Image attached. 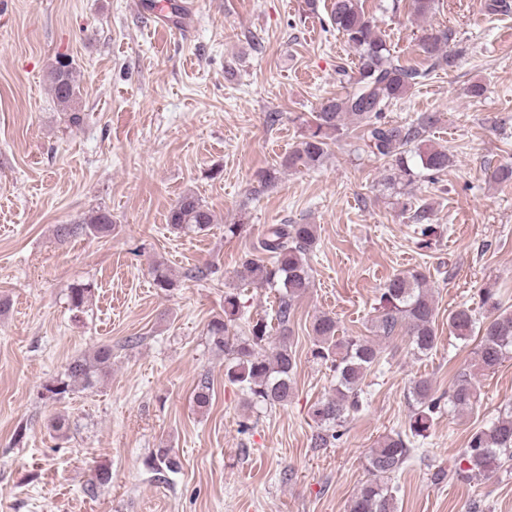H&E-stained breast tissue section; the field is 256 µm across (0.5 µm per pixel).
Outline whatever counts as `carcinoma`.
<instances>
[{
	"mask_svg": "<svg viewBox=\"0 0 512 512\" xmlns=\"http://www.w3.org/2000/svg\"><path fill=\"white\" fill-rule=\"evenodd\" d=\"M332 27L342 35L357 56L356 73L349 78V87L339 95L323 100L301 134L296 146L283 159L281 168L298 170L320 166L327 155L330 141L347 125H363L362 138L370 152L388 161L383 170L385 186L398 183L410 185L421 174L428 179L444 173L451 163L448 149L426 144V133L436 124L434 113L424 114L411 124L397 125L384 121L383 113L393 101L402 98L412 86L429 74V69L406 65L394 57L385 39L377 32L373 20L363 10L361 0H332ZM448 32L435 31L421 39L420 48L433 65L453 66L454 58L443 51ZM50 87L70 121L80 120L75 112L76 80L69 60H57L49 72ZM413 218L423 222L420 227L423 246H430L436 229L426 222L428 211L417 209ZM215 215L192 193L181 195L167 216V224L176 234L210 231ZM112 233V214L98 210L80 224H59L56 236L64 241L80 234L96 237ZM317 241L315 224H274L259 242L268 260L246 257L243 268L253 283L279 287L282 293L274 317L281 331H286L294 317V304L310 288V266L306 256ZM154 283L163 290L177 286V278L162 262L152 266ZM91 295V285L80 283L70 289V310L83 312ZM483 305L489 316L480 320L472 310L457 308L448 315L450 332L461 340L480 334L470 368L458 375L448 395V403L459 411L477 403L474 379L480 372L499 366L512 352V312L502 310L489 291ZM375 328L378 336L391 337L404 329L413 354L426 356L437 344L436 309L426 276L419 272L397 274L381 289L379 306L375 308ZM243 319L239 296L224 293V314L208 324V344L224 352V372L230 384L238 386L257 405L275 406L288 402L294 392L295 358L286 342L267 351L272 326L264 319L247 322V334H238ZM316 339L312 355L335 374L334 395L318 401L312 418L318 430L312 436V447L329 448L344 435L350 414L363 405V385L372 367L381 359L380 343L358 336L336 335V319L328 314L318 316L312 325ZM112 365V347L98 346L92 354L70 361L64 373L45 386L48 398L57 400L77 386L92 388ZM411 394L416 402L409 419V432L387 436L370 449L366 467L373 479L361 485L351 498L347 512H397L394 490L384 478L393 475L416 456L413 445L417 439L429 436L434 416L440 412L443 396L435 395L427 378L411 382ZM199 409L211 402V387L204 378L193 395ZM157 475L176 473L179 459L169 448H159L147 462ZM512 469V412L499 417L491 425L474 431L463 449L454 474L461 478L483 476L492 478L500 471Z\"/></svg>",
	"mask_w": 512,
	"mask_h": 512,
	"instance_id": "1",
	"label": "carcinoma"
}]
</instances>
